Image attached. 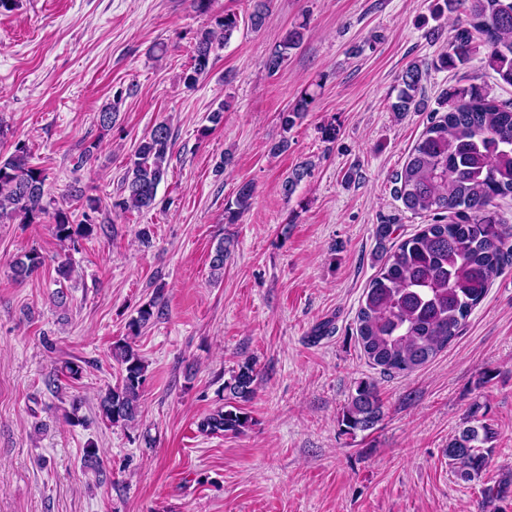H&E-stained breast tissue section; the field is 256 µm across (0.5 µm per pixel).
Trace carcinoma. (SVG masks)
<instances>
[{
	"mask_svg": "<svg viewBox=\"0 0 512 512\" xmlns=\"http://www.w3.org/2000/svg\"><path fill=\"white\" fill-rule=\"evenodd\" d=\"M270 3L254 0L251 27L257 29L265 23ZM431 12L435 19L446 12L463 15L448 51L434 63L435 69H454L483 47L486 65L502 83L512 86V0H435ZM238 25L237 15L226 13L197 31L192 63L183 73L185 85H196L208 73L215 49L231 38ZM302 41V27L288 30L266 60L268 71L273 74L283 68L291 50ZM427 74L418 64L403 71L392 111L403 115L417 108L416 95ZM309 102L306 94L282 113L284 130L293 127ZM173 145V132L166 122L156 124L139 140L120 192L112 198L113 213L141 212L160 204L158 188L167 179ZM29 158L30 148L23 141L15 143L9 156H0V222L19 217L23 223H32L48 213L44 204L46 175L32 166ZM393 184V196L405 210L448 219L444 224H426L390 248L384 242L391 240L397 227L381 224L377 229L385 260L363 295L357 335L369 361L385 372L403 374L422 367L448 346L494 278L512 264V242L495 204L512 197V103L498 101L480 84L449 89L439 108L431 111ZM253 196V183L241 184L234 202L224 208L225 223H235L250 208ZM99 211V200L86 199L82 220L76 224L71 212L55 209L52 218L57 240L75 245L105 232L96 216ZM230 246L228 239L216 245L210 260L212 274L222 276ZM43 266V255L31 249L14 260L11 270L14 278L22 281ZM166 308L164 289L157 287L128 320L126 336L113 343L112 357L120 366V379L98 393L102 420L127 426L140 416L147 365L134 348L135 339L145 327L161 320ZM254 383L252 364L239 365L224 383L231 401L201 418L197 423L200 432L240 434L249 427L251 418L241 404L253 398ZM382 413L374 383L361 380L350 394L341 423L349 434L364 432L376 425ZM494 438L487 422L474 416L464 419L445 448L451 472L463 481L480 478L490 464ZM83 467L102 473L99 450L92 444L84 449ZM485 491L489 504L512 497V477Z\"/></svg>",
	"mask_w": 512,
	"mask_h": 512,
	"instance_id": "carcinoma-1",
	"label": "carcinoma"
}]
</instances>
